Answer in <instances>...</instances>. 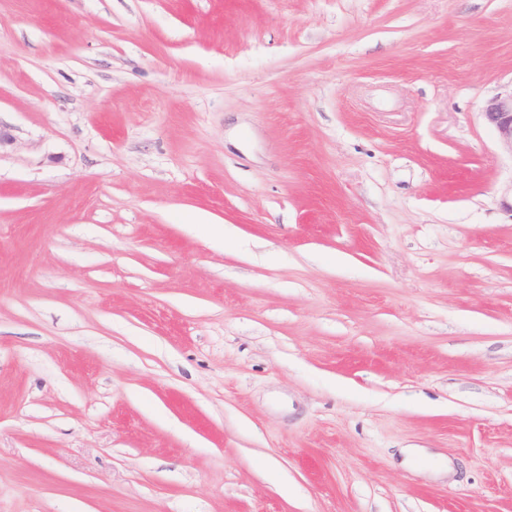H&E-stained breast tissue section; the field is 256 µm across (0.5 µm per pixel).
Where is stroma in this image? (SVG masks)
<instances>
[{
  "instance_id": "1",
  "label": "stroma",
  "mask_w": 512,
  "mask_h": 512,
  "mask_svg": "<svg viewBox=\"0 0 512 512\" xmlns=\"http://www.w3.org/2000/svg\"><path fill=\"white\" fill-rule=\"evenodd\" d=\"M512 0H0V512H512ZM481 114L500 146L512 154V86L484 100Z\"/></svg>"
}]
</instances>
